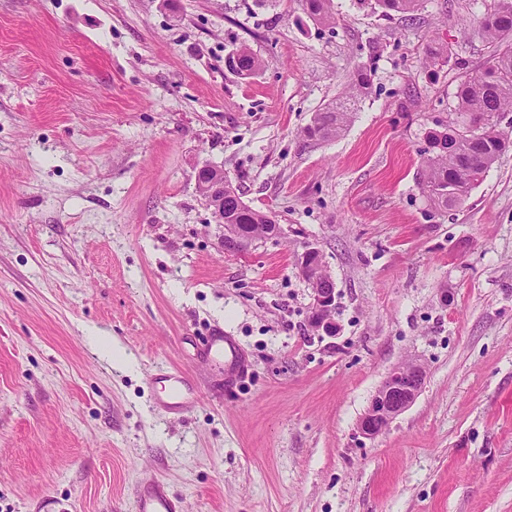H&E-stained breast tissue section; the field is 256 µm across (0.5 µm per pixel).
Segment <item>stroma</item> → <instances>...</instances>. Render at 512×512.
<instances>
[{
	"label": "stroma",
	"instance_id": "stroma-1",
	"mask_svg": "<svg viewBox=\"0 0 512 512\" xmlns=\"http://www.w3.org/2000/svg\"><path fill=\"white\" fill-rule=\"evenodd\" d=\"M489 5L333 0L331 28L302 0H0V512H134L150 481L183 512H512V150L454 210L421 187ZM362 69L347 129L304 138ZM205 164L281 234L225 251ZM411 359L419 395L362 436ZM168 366L197 393L174 413ZM375 3L385 15L394 12L412 19L413 14L421 8L422 0H376ZM301 272L311 288V326L327 335H336L337 325L333 319L336 307V289L331 275L326 271L321 252L307 248L298 257ZM204 355L209 359H224L225 362L231 357V363L238 357L233 341L224 336H213L204 349ZM425 371L416 361L394 367L376 390L358 423L361 435L375 438L415 401L424 384Z\"/></svg>",
	"mask_w": 512,
	"mask_h": 512
}]
</instances>
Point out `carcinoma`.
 <instances>
[{"instance_id":"cac0c4a2","label":"carcinoma","mask_w":512,"mask_h":512,"mask_svg":"<svg viewBox=\"0 0 512 512\" xmlns=\"http://www.w3.org/2000/svg\"><path fill=\"white\" fill-rule=\"evenodd\" d=\"M501 2L493 0L482 28L485 39L495 46L492 61L463 81L456 92L455 111L470 116V124L463 128L441 124L426 135L423 184L440 210L461 205L500 156L512 148V131L499 128L498 120L512 112V7L504 12ZM376 5L387 15L394 12L410 18L421 8L422 0H376ZM305 6L315 21L334 23L330 0H305ZM235 54L239 75L249 76L260 69V59L248 46H240ZM368 89V75L361 71L345 98L315 113L303 129L304 137L316 141L338 137L351 122L355 99ZM224 223L239 225L242 238L254 241L270 234L274 220L250 207L240 210L233 200L226 199Z\"/></svg>"}]
</instances>
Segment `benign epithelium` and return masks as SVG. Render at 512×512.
<instances>
[{
    "label": "benign epithelium",
    "mask_w": 512,
    "mask_h": 512,
    "mask_svg": "<svg viewBox=\"0 0 512 512\" xmlns=\"http://www.w3.org/2000/svg\"><path fill=\"white\" fill-rule=\"evenodd\" d=\"M196 186L200 196L211 210L214 223L224 228V250L237 251L242 247L239 230L234 224L224 223V170L205 164L197 170ZM301 272L311 288V326L327 335H335L336 289L326 271L321 252L310 247L298 257ZM425 371L416 361L403 362L394 367L376 390L358 423L361 435L375 438L389 423L415 401L424 384Z\"/></svg>",
    "instance_id": "1"
}]
</instances>
